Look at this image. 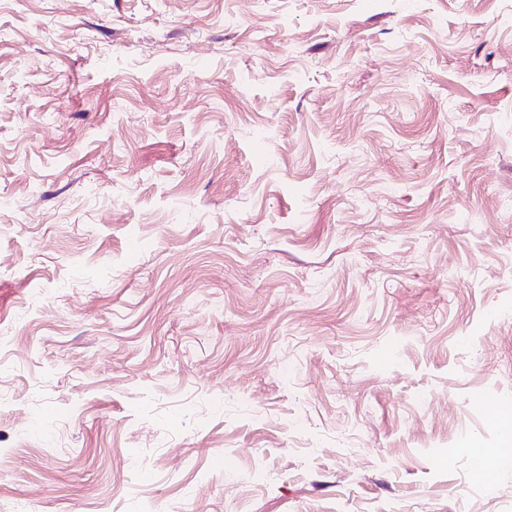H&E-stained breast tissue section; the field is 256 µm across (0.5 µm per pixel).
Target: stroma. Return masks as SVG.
Masks as SVG:
<instances>
[{
    "label": "stroma",
    "instance_id": "stroma-1",
    "mask_svg": "<svg viewBox=\"0 0 512 512\" xmlns=\"http://www.w3.org/2000/svg\"><path fill=\"white\" fill-rule=\"evenodd\" d=\"M512 0H0V512H512Z\"/></svg>",
    "mask_w": 512,
    "mask_h": 512
}]
</instances>
